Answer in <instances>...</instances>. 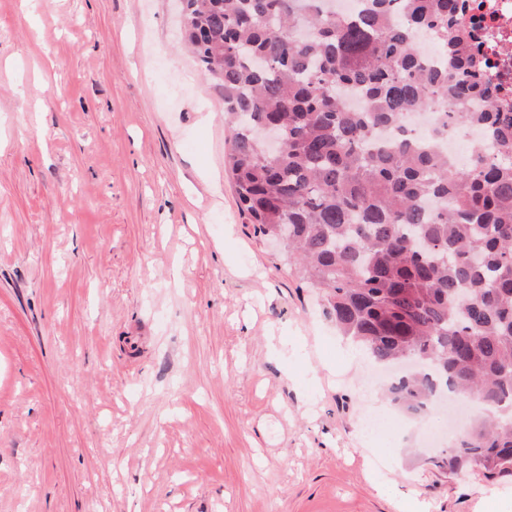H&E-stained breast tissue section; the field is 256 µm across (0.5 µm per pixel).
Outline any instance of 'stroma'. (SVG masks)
I'll return each mask as SVG.
<instances>
[{"label":"stroma","mask_w":512,"mask_h":512,"mask_svg":"<svg viewBox=\"0 0 512 512\" xmlns=\"http://www.w3.org/2000/svg\"><path fill=\"white\" fill-rule=\"evenodd\" d=\"M28 9L0 0V512H512L511 476L430 468L447 412L364 388L246 224L180 0Z\"/></svg>","instance_id":"obj_1"}]
</instances>
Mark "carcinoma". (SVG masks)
Segmentation results:
<instances>
[{
  "instance_id": "1",
  "label": "carcinoma",
  "mask_w": 512,
  "mask_h": 512,
  "mask_svg": "<svg viewBox=\"0 0 512 512\" xmlns=\"http://www.w3.org/2000/svg\"><path fill=\"white\" fill-rule=\"evenodd\" d=\"M202 77L224 98L225 164L254 233L282 234L288 262L323 291L336 329L377 362L413 356L390 401L421 417L443 388L495 411L472 417L440 474L480 459L512 476V112L479 82L466 0H183ZM441 49L430 65L417 35ZM360 94L354 111L345 94ZM481 130L466 166L411 138L403 114L435 103ZM285 134L266 154L257 125Z\"/></svg>"
}]
</instances>
